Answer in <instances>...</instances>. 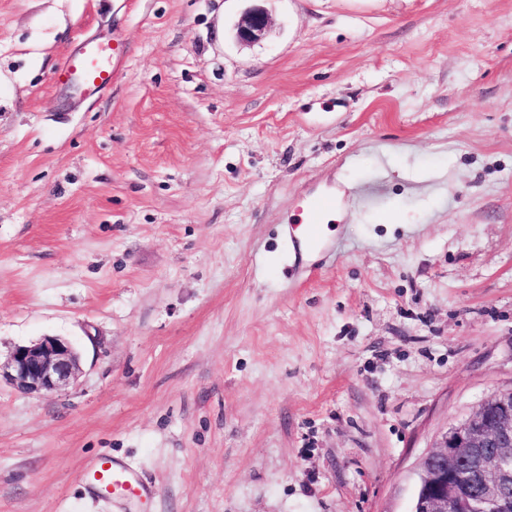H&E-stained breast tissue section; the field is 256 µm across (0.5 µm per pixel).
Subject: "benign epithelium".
I'll list each match as a JSON object with an SVG mask.
<instances>
[{
	"label": "benign epithelium",
	"instance_id": "1",
	"mask_svg": "<svg viewBox=\"0 0 512 512\" xmlns=\"http://www.w3.org/2000/svg\"><path fill=\"white\" fill-rule=\"evenodd\" d=\"M269 30L260 8L246 11L234 27L245 44L265 39ZM80 374L78 353L56 336L18 345L0 363V381L26 395L64 391ZM411 512H512V387L494 391L421 459Z\"/></svg>",
	"mask_w": 512,
	"mask_h": 512
}]
</instances>
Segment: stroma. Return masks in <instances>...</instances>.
Here are the masks:
<instances>
[{"instance_id": "stroma-1", "label": "stroma", "mask_w": 512, "mask_h": 512, "mask_svg": "<svg viewBox=\"0 0 512 512\" xmlns=\"http://www.w3.org/2000/svg\"><path fill=\"white\" fill-rule=\"evenodd\" d=\"M116 31L110 90L55 85ZM46 336L82 374L0 386V512H118L99 455L149 512H411L512 386V0H0V359ZM269 30V15L260 8L246 11L234 27L235 38L245 44L262 41L267 37ZM336 211V194L328 192L310 199L305 207H300L292 220H289L288 243L294 249L306 251L324 250L326 240L323 224L329 214ZM83 474L89 489L101 494L112 489V499L130 507L135 500L148 499L149 489L143 483L137 467L111 456H98L83 464Z\"/></svg>"}]
</instances>
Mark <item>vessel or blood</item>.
<instances>
[{
    "label": "vessel or blood",
    "instance_id": "1",
    "mask_svg": "<svg viewBox=\"0 0 512 512\" xmlns=\"http://www.w3.org/2000/svg\"><path fill=\"white\" fill-rule=\"evenodd\" d=\"M122 49L120 41L89 42L66 54L57 72L59 82L68 84L80 81L86 91L95 93L108 90L114 79V61ZM336 209L334 193L318 195L306 206L298 208L289 222L288 241L292 246L306 251L324 250L326 240L323 226L329 214ZM83 473L89 489L96 494L111 492L113 500L132 505L148 497L149 489L133 464L103 455L87 460Z\"/></svg>",
    "mask_w": 512,
    "mask_h": 512
}]
</instances>
